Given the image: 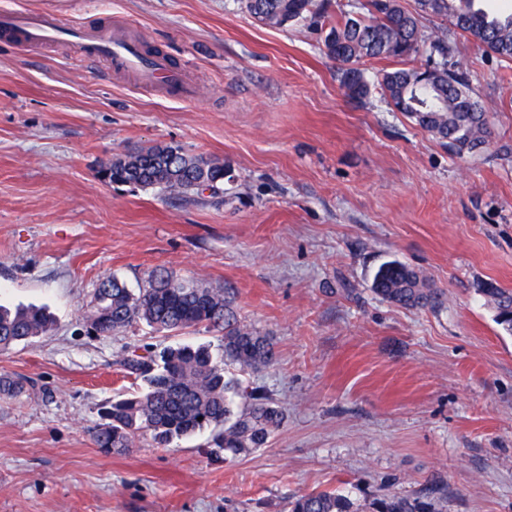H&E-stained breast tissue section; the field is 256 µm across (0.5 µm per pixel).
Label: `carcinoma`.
<instances>
[{"mask_svg":"<svg viewBox=\"0 0 512 512\" xmlns=\"http://www.w3.org/2000/svg\"><path fill=\"white\" fill-rule=\"evenodd\" d=\"M246 10L262 25L283 28L307 18H326L322 0H243ZM477 0H415L412 10L397 0H365L320 24L326 55L336 62V76L353 100L366 99L371 84L359 67L363 60L393 61L377 81L390 104L421 130L460 157L490 144L488 111L468 91L463 63L452 59L448 33L427 36L421 20L443 16L453 33L479 42L502 61H512V10L489 13ZM422 55L425 64L411 65ZM227 170L218 160L190 154L180 146L156 145L131 155H116L103 163L99 178L108 184L214 198L224 193ZM372 291L382 300L418 309L438 302L420 273L391 260L375 272ZM495 322L512 334V290L486 283L479 288ZM95 335L108 337L143 323L152 332L177 335L205 326L221 333L217 350L197 346H167L157 353L148 346H125L118 364L125 376L140 383L134 392L117 395L99 410L102 423L95 432L98 447L107 451L132 447L143 436L158 444L211 429L214 444L231 455L263 447L281 426L284 413L262 391L226 377V369L258 373L272 364L275 350L269 336L242 322L224 289L171 271H153L133 291L119 278L99 281L85 312ZM54 319L38 307L0 305V352L29 344L49 334ZM27 382L0 376V395L18 396ZM242 406L234 408V397ZM291 512H363L345 489L313 491L298 497ZM372 512H439L434 498L413 501L386 496L372 503Z\"/></svg>","mask_w":512,"mask_h":512,"instance_id":"carcinoma-1","label":"carcinoma"}]
</instances>
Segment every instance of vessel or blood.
Wrapping results in <instances>:
<instances>
[{"mask_svg": "<svg viewBox=\"0 0 512 512\" xmlns=\"http://www.w3.org/2000/svg\"><path fill=\"white\" fill-rule=\"evenodd\" d=\"M0 28L19 32L34 44L52 43L64 32L63 22L49 12L5 14L0 16ZM72 41L83 56L110 62L120 70L134 74L142 83L155 84L182 96L188 93V82L182 74L169 69L163 60H144L137 39L126 36L93 38L79 32Z\"/></svg>", "mask_w": 512, "mask_h": 512, "instance_id": "vessel-or-blood-1", "label": "vessel or blood"}]
</instances>
